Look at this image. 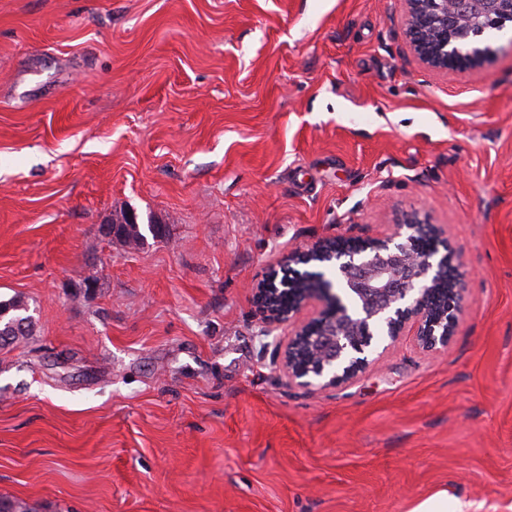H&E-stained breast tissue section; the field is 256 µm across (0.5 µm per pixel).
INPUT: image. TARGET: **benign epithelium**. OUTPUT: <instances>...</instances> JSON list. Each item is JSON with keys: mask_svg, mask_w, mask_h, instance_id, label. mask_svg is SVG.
Listing matches in <instances>:
<instances>
[{"mask_svg": "<svg viewBox=\"0 0 512 512\" xmlns=\"http://www.w3.org/2000/svg\"><path fill=\"white\" fill-rule=\"evenodd\" d=\"M406 37L421 64L438 73H465L479 68L492 53L485 34L512 21V0H404ZM420 221L407 219L384 239H324L288 257L293 263L328 258L336 262V279L310 278L288 289L279 301L278 273L258 287L261 312L287 323L310 300L321 310L295 326L282 353L288 384L335 388L353 381L370 365L372 326L383 322L395 342L412 329L422 347H448L463 313L465 283L448 276L462 264L461 255L435 230L434 246L419 244L412 231Z\"/></svg>", "mask_w": 512, "mask_h": 512, "instance_id": "obj_1", "label": "benign epithelium"}]
</instances>
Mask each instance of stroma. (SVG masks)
<instances>
[{
	"instance_id": "stroma-1",
	"label": "stroma",
	"mask_w": 512,
	"mask_h": 512,
	"mask_svg": "<svg viewBox=\"0 0 512 512\" xmlns=\"http://www.w3.org/2000/svg\"><path fill=\"white\" fill-rule=\"evenodd\" d=\"M403 0H0V495L36 512H512V28L441 75ZM131 208L167 227L131 249ZM408 215L451 345L290 385L257 287ZM126 211H121L119 214L112 215V223L114 220H118L120 222L124 221L126 222V218H128V221L131 224H127L124 228V235L122 237H117L122 243H124L127 246H132L135 248H139L145 244L147 241V236L144 233V229L141 228V224H136L137 221L134 217V215L130 214L128 217V213ZM110 220V221H111ZM18 297L0 301V348H5L31 335L32 317Z\"/></svg>"
}]
</instances>
